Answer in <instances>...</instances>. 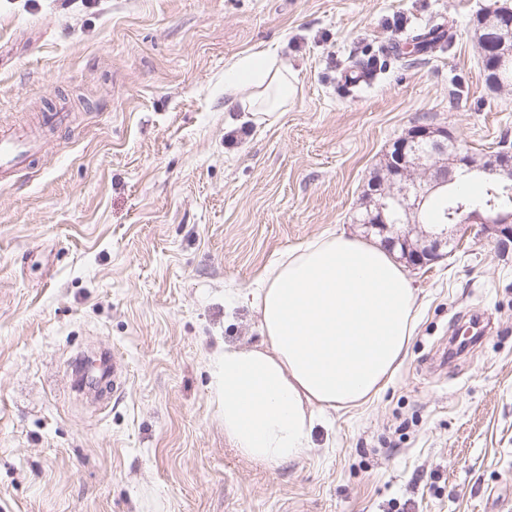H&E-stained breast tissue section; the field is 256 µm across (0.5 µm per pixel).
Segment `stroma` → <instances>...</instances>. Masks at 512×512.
<instances>
[{"instance_id": "stroma-1", "label": "stroma", "mask_w": 512, "mask_h": 512, "mask_svg": "<svg viewBox=\"0 0 512 512\" xmlns=\"http://www.w3.org/2000/svg\"><path fill=\"white\" fill-rule=\"evenodd\" d=\"M496 0H0V119L39 164L0 183V512H512V251L469 235L407 274L419 308L395 376L271 468L224 434L214 372L258 345L245 296L340 231L419 123L512 145L471 19ZM444 24L434 54L412 35ZM367 84L341 73L391 43ZM266 51L295 93L271 125L224 74ZM67 127L44 132L49 109ZM490 329L446 359L470 318ZM123 386L89 402V346Z\"/></svg>"}]
</instances>
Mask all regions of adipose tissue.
Wrapping results in <instances>:
<instances>
[{
    "mask_svg": "<svg viewBox=\"0 0 512 512\" xmlns=\"http://www.w3.org/2000/svg\"><path fill=\"white\" fill-rule=\"evenodd\" d=\"M224 83L242 111L269 124L294 92L287 68L261 52L239 59ZM251 303L263 340L225 346L216 385L225 435L246 458L277 467L311 448L317 412L384 389L407 354L416 295L392 254L339 234L289 251Z\"/></svg>",
    "mask_w": 512,
    "mask_h": 512,
    "instance_id": "obj_1",
    "label": "adipose tissue"
}]
</instances>
